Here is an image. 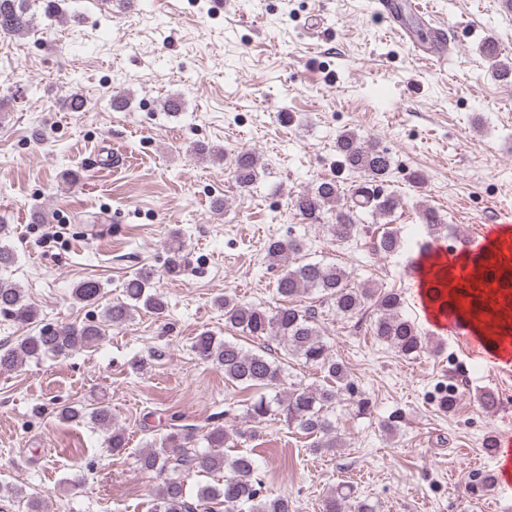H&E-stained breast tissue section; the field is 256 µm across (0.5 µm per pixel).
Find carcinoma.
Listing matches in <instances>:
<instances>
[{
	"instance_id": "1",
	"label": "carcinoma",
	"mask_w": 512,
	"mask_h": 512,
	"mask_svg": "<svg viewBox=\"0 0 512 512\" xmlns=\"http://www.w3.org/2000/svg\"><path fill=\"white\" fill-rule=\"evenodd\" d=\"M33 0H0V38L21 37L32 28ZM484 55L493 62L498 80L512 81V65L499 60L496 47L482 46ZM336 153L340 167L353 175L349 188L335 178L323 179L313 188L293 197L292 207L312 224L327 221V231L339 241L348 240L361 231L360 214L388 217L402 202L401 196L389 185L392 157L387 148L374 139L346 131L336 138ZM260 177L259 162L255 153L242 152L234 159V178L240 187L249 189ZM419 218L426 225L433 240L442 238L448 225L433 209L424 208ZM12 236L8 224H0V273L16 262L15 250L7 244ZM375 251L391 256L402 249L401 237L395 227L382 225L374 242ZM166 270L179 274L186 266V257L178 234L171 235L168 243ZM300 251V244L292 239L270 238L265 244L266 257L271 265H283L276 283L280 303L273 307L241 302L226 296L216 301L224 310V322L244 337L268 338L283 345L287 355L301 359L305 364L319 368L326 381L323 384L283 385L284 368L262 352L244 349L238 342L221 338L209 331L195 337L194 352L200 360L212 363L224 371V380L235 386L253 389L257 397L246 405L243 418L247 423H262L272 415H279L290 425L294 424L310 436H315L313 450L338 448L336 429V404L347 401L349 412L356 417L370 412L371 402L349 379L342 361L331 353L315 322L314 313L292 303V299L317 290L329 299L342 317H352L365 306L373 307L375 319L372 333L376 338L406 358H414L425 349V342L417 325L402 314L404 299L401 293L379 290L352 283L351 272L338 263L325 261L289 262L290 255ZM154 272L140 268L123 284L124 299L118 300L105 311L106 322L112 326L123 325L135 313L145 310L156 316L165 313L167 302L162 294L151 290ZM101 294L97 281L78 283L72 292L75 301L95 304ZM0 316L22 324L38 321L39 311L21 288L0 276ZM105 338V329L96 322L80 325L67 324L55 327L47 324L33 334L21 338L13 347L0 348V371H11L25 359L45 355L64 356L69 352L99 344ZM274 392L270 397L267 392ZM58 418L67 423L84 419L108 434L107 447L114 453L126 448L123 429L116 426L112 409L100 405L86 414L75 406H66ZM243 435L239 429L212 427L204 435L207 450L200 451L193 445L194 435L177 425L168 432L152 438L140 454V468L163 478L162 486L153 500L150 512H194L185 500L182 481L175 472L203 475L222 473L224 479L215 484L198 487L197 497L208 505L207 512L218 507L224 512H289L288 501L270 498L263 481L257 475L253 452L234 456L223 449L234 447V439ZM493 484V476L485 473L470 479L469 494L482 497ZM0 498L26 501L27 512H40L38 502L25 499L23 491L0 485ZM375 512L368 500H356L353 488L339 485L326 497L324 512Z\"/></svg>"
}]
</instances>
